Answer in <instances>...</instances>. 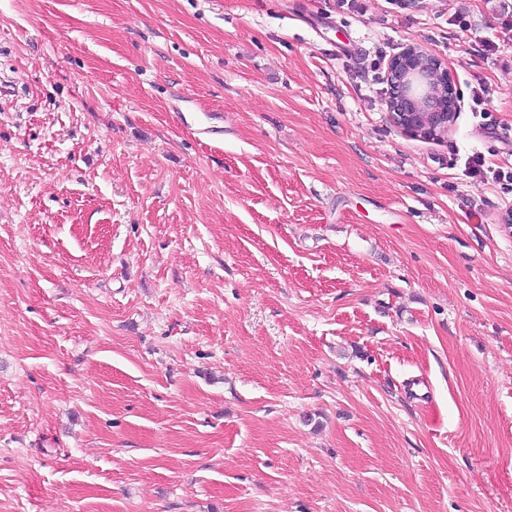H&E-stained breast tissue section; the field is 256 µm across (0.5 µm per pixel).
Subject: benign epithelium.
<instances>
[{"label": "benign epithelium", "mask_w": 512, "mask_h": 512, "mask_svg": "<svg viewBox=\"0 0 512 512\" xmlns=\"http://www.w3.org/2000/svg\"><path fill=\"white\" fill-rule=\"evenodd\" d=\"M386 112L391 123L414 137L448 133L459 107L453 76L443 61L415 44L387 67Z\"/></svg>", "instance_id": "7a95c632"}]
</instances>
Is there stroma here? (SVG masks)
<instances>
[{
	"label": "stroma",
	"instance_id": "stroma-1",
	"mask_svg": "<svg viewBox=\"0 0 512 512\" xmlns=\"http://www.w3.org/2000/svg\"><path fill=\"white\" fill-rule=\"evenodd\" d=\"M1 76L0 512H512L499 0H0ZM438 81L448 90V105L442 106L432 91V82ZM388 99L386 112L391 123L414 137H438L447 134L459 107V95L453 76L443 61L409 45L387 67ZM420 112H429L428 123L421 122Z\"/></svg>",
	"mask_w": 512,
	"mask_h": 512
}]
</instances>
